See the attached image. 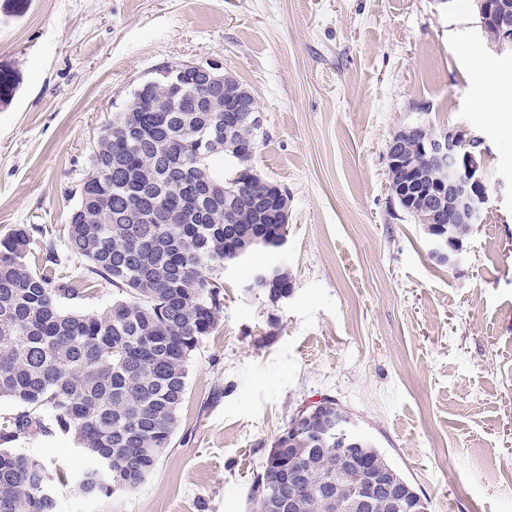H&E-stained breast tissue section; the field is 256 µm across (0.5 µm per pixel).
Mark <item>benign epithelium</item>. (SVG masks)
Instances as JSON below:
<instances>
[{
	"mask_svg": "<svg viewBox=\"0 0 512 512\" xmlns=\"http://www.w3.org/2000/svg\"><path fill=\"white\" fill-rule=\"evenodd\" d=\"M481 31L493 26L496 43L501 48L512 46V3L509 0H477ZM175 69L183 74L201 77L200 97L208 98L224 89V73L214 64L179 62ZM237 116L230 120L227 130L239 122H249L252 127L262 126V113L254 97L244 98L236 105ZM420 125L407 126L389 141L387 146L388 171L402 177L398 197L413 205L415 194L409 187L419 181L418 165L405 150L409 138H417L423 157L438 171L437 179L421 192L424 209L422 219L426 224H466L474 229L480 223L481 214L489 202L488 184L483 168L482 140L464 130L446 131L439 135L418 138ZM431 252L448 260V265L458 263L463 243L452 246L444 233L429 236ZM325 406L322 399L301 404L290 417V427L315 426L319 432L336 442V467L322 479L317 488L320 499L336 501L340 512H368L378 497L393 512H418L415 501L403 496L383 472L373 469L360 460L356 453V438L349 426L354 418L341 406H336V418L322 415Z\"/></svg>",
	"mask_w": 512,
	"mask_h": 512,
	"instance_id": "benign-epithelium-1",
	"label": "benign epithelium"
}]
</instances>
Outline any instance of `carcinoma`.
Returning a JSON list of instances; mask_svg holds the SVG:
<instances>
[{"instance_id":"1","label":"carcinoma","mask_w":512,"mask_h":512,"mask_svg":"<svg viewBox=\"0 0 512 512\" xmlns=\"http://www.w3.org/2000/svg\"><path fill=\"white\" fill-rule=\"evenodd\" d=\"M20 72L0 64V106H8ZM227 86L205 107L198 91L171 75L119 112L98 136L90 170L70 213L65 254L46 239L41 263L30 260L36 224L0 237V398L24 411L0 423V512H56L57 492L45 465L6 447L22 432H49L41 410L56 412L97 466L83 472L82 491L108 497L133 491L171 447L185 402L187 363L219 323L223 285L215 271L257 250L276 249L288 224H273L252 204L261 176L248 165L260 137L242 125L224 137ZM124 294L97 312L64 308L92 281L75 288L62 274L72 258ZM285 272L278 288H262L272 305L293 289ZM367 458L403 473L373 439L361 434ZM315 432L288 429L271 444L251 486L254 512H336L288 485L290 448H328ZM336 454L302 463L309 480L327 476Z\"/></svg>"}]
</instances>
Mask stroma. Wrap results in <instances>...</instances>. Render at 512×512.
I'll use <instances>...</instances> for the list:
<instances>
[{
  "instance_id": "35a3bbf8",
  "label": "stroma",
  "mask_w": 512,
  "mask_h": 512,
  "mask_svg": "<svg viewBox=\"0 0 512 512\" xmlns=\"http://www.w3.org/2000/svg\"><path fill=\"white\" fill-rule=\"evenodd\" d=\"M0 0V64L21 74L0 109V236L37 224L62 241L94 143L167 62L213 63L249 88L266 138L251 164L288 194V236L218 269L217 329L188 363L172 446L136 490L93 497L71 434L14 449L66 474L57 512H252L251 485L303 402L327 395L431 504L512 512V127L485 121L480 51L451 0ZM482 139L490 202L455 267L388 190L387 145L409 125ZM295 286L271 305L255 272Z\"/></svg>"
}]
</instances>
